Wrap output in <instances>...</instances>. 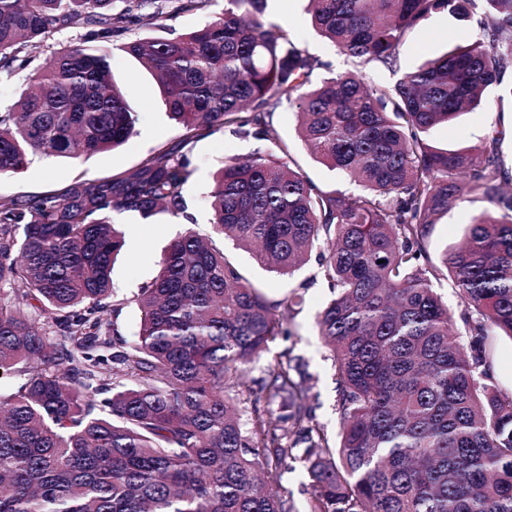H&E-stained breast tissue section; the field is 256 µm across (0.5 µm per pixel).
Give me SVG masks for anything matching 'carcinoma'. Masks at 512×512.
<instances>
[{
	"instance_id": "cac0c4a2",
	"label": "carcinoma",
	"mask_w": 512,
	"mask_h": 512,
	"mask_svg": "<svg viewBox=\"0 0 512 512\" xmlns=\"http://www.w3.org/2000/svg\"><path fill=\"white\" fill-rule=\"evenodd\" d=\"M115 2L0 0V82L56 30L87 29L0 110V175L35 156L113 150L135 133L115 49L142 61L186 130L129 174L0 204V372L16 379L0 392V512H295L281 479L296 463L310 480L307 512H512V392L493 381L494 337L512 339L504 132L481 149L429 139L491 89L512 98V0H308L318 34L356 64L317 81L322 63L267 20L268 0H224L197 30L112 49V33L129 24L212 0H122L118 12ZM479 8L480 38L393 84L367 81L361 66L395 68L413 26L445 11L468 22ZM284 101L316 159L359 191L322 190L294 169L272 119ZM221 129L267 150L218 171L213 234L280 274L320 249L331 298L317 329L341 419L334 447L299 357L259 387L267 414L243 421L248 364L283 333L285 313L195 231L171 242L137 294L131 343L102 318L125 245L112 213L144 224L188 216L185 147ZM465 195L489 208L438 265L425 239ZM443 267L463 336L433 288Z\"/></svg>"
}]
</instances>
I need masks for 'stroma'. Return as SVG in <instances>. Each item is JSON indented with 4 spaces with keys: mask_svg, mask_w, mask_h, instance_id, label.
I'll list each match as a JSON object with an SVG mask.
<instances>
[{
    "mask_svg": "<svg viewBox=\"0 0 512 512\" xmlns=\"http://www.w3.org/2000/svg\"><path fill=\"white\" fill-rule=\"evenodd\" d=\"M221 0L205 11H191L155 25L129 27L119 36L120 41L146 37H165L169 33H188L203 26L212 15L222 10ZM271 20L287 30L296 44L325 62L335 72L351 69L352 60L338 54L313 30L304 0H270L267 8ZM479 34L476 22H460L439 13L409 29L397 50V69L390 72L367 68L369 79L376 83H394L399 74L413 69L421 61L441 54L447 47L465 44ZM116 80L127 90L130 100L140 113L135 134L116 150L99 152L79 160L65 158H33L28 166L16 173L0 176V202L17 196L59 194L75 180L86 182L129 172L139 166L150 153L183 140L184 129L171 120L159 89L151 75L133 57L123 53L112 58ZM273 122L300 170L316 185L324 189H341L345 183L310 154L297 136V117L288 104H281L273 114ZM505 129L500 153L506 169L512 171V100L490 96L480 111L460 117L454 123L437 127L432 141L451 148L482 145L493 129ZM184 141V140H183ZM187 143V142H186ZM258 147L257 142L240 139L224 131L194 138L185 151L190 159L192 176L186 186L189 217L159 214L154 224L142 223L137 214L116 212L112 221L125 233V245L112 270L113 301L119 304V313H108L116 329L124 337L135 335L140 313L135 297L140 288L148 285L158 272V262L169 246L186 228L198 234L211 233L210 191L215 173L234 157H247ZM487 207L486 201L466 197L449 208L438 224L432 225L426 238V247L433 260H441L447 248L462 239L473 217ZM234 258L247 277L265 293L274 304L291 306L286 327L287 336L278 337L262 358L252 364L240 390L241 405L252 409L263 379L269 368L287 356L302 357L307 370L316 382L311 404L318 421L329 435H336L340 416L336 409L334 371L317 334L316 316L329 300V290L317 275V263L310 260L293 276L281 275L258 266L249 254L234 251Z\"/></svg>",
    "mask_w": 512,
    "mask_h": 512,
    "instance_id": "1",
    "label": "stroma"
}]
</instances>
